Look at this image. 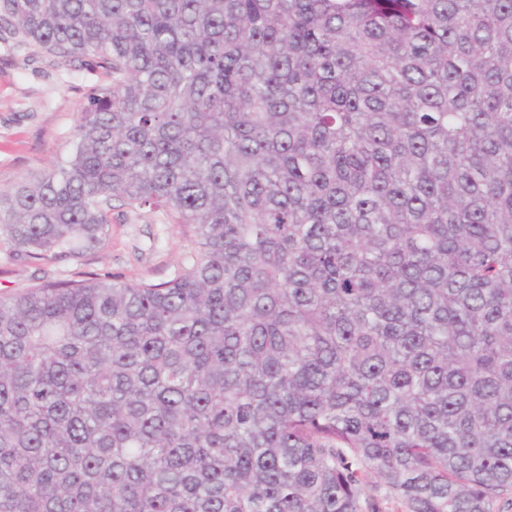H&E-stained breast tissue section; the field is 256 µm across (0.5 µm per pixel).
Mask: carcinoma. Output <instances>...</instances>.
<instances>
[{
    "label": "carcinoma",
    "mask_w": 512,
    "mask_h": 512,
    "mask_svg": "<svg viewBox=\"0 0 512 512\" xmlns=\"http://www.w3.org/2000/svg\"><path fill=\"white\" fill-rule=\"evenodd\" d=\"M109 83L0 189L83 260L112 202L170 280L0 295V512L512 509V0H0Z\"/></svg>",
    "instance_id": "obj_1"
}]
</instances>
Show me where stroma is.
<instances>
[{
	"label": "stroma",
	"mask_w": 512,
	"mask_h": 512,
	"mask_svg": "<svg viewBox=\"0 0 512 512\" xmlns=\"http://www.w3.org/2000/svg\"><path fill=\"white\" fill-rule=\"evenodd\" d=\"M100 71L59 63L0 29V188L46 170L73 144ZM195 229L160 211L113 207L106 244L84 264L38 263L0 248V295L62 278L121 277L130 283L172 279L195 249Z\"/></svg>",
	"instance_id": "stroma-1"
}]
</instances>
